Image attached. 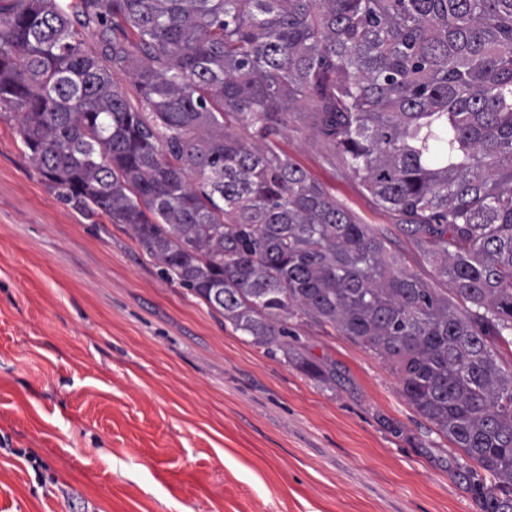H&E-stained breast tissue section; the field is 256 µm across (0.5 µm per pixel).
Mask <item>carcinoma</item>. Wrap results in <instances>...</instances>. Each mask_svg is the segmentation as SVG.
<instances>
[{
  "label": "carcinoma",
  "instance_id": "1",
  "mask_svg": "<svg viewBox=\"0 0 512 512\" xmlns=\"http://www.w3.org/2000/svg\"><path fill=\"white\" fill-rule=\"evenodd\" d=\"M302 108L450 293L277 151ZM2 110L59 198L245 341L329 384L300 315L388 361L512 512V0H0Z\"/></svg>",
  "mask_w": 512,
  "mask_h": 512
}]
</instances>
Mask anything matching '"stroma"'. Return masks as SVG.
<instances>
[{"mask_svg": "<svg viewBox=\"0 0 512 512\" xmlns=\"http://www.w3.org/2000/svg\"><path fill=\"white\" fill-rule=\"evenodd\" d=\"M276 142L445 288L306 118ZM288 325L335 385L243 341L123 226L58 200L0 118V512H485L473 462L386 360Z\"/></svg>", "mask_w": 512, "mask_h": 512, "instance_id": "35a3bbf8", "label": "stroma"}]
</instances>
